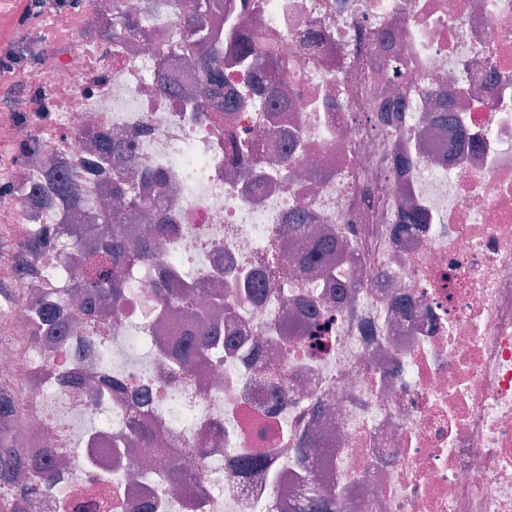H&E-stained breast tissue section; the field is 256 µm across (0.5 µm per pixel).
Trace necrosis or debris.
<instances>
[{
    "label": "necrosis or debris",
    "instance_id": "4bbe7bcc",
    "mask_svg": "<svg viewBox=\"0 0 512 512\" xmlns=\"http://www.w3.org/2000/svg\"><path fill=\"white\" fill-rule=\"evenodd\" d=\"M226 2L242 31L287 57L279 97L228 65L236 111H188L156 89L163 56L181 84L203 85L182 63L178 11L103 44L94 34L112 0H81L49 16L70 41L27 71L25 111L0 108V145L13 149L0 156V233L21 244L64 224L95 248L45 174L56 164L100 204L112 177L92 171L81 133H122L130 183L168 219L170 285L199 292L188 323L244 328L263 359L251 367L222 349L191 384L174 378L163 353L174 324L149 298L161 275L142 266L104 324L113 344L158 346L110 368L80 315L34 340L33 306L61 294L19 281L0 301L8 435L20 456L54 448L89 462L69 468L64 490L25 492L26 512H72L90 488L118 496L119 512H294L309 443L336 512H512V0ZM442 90L454 102L439 127L429 118ZM228 130L255 144L259 193L228 177ZM413 210L424 224L398 233ZM296 216L332 228L349 260L327 257L279 297L249 298L237 272ZM348 280L358 287L341 310L336 285ZM300 306L319 312L318 335H281ZM137 425L155 430L151 446L130 447ZM176 448L184 470L162 474L154 458ZM257 451L269 470L244 484L234 464Z\"/></svg>",
    "mask_w": 512,
    "mask_h": 512
}]
</instances>
